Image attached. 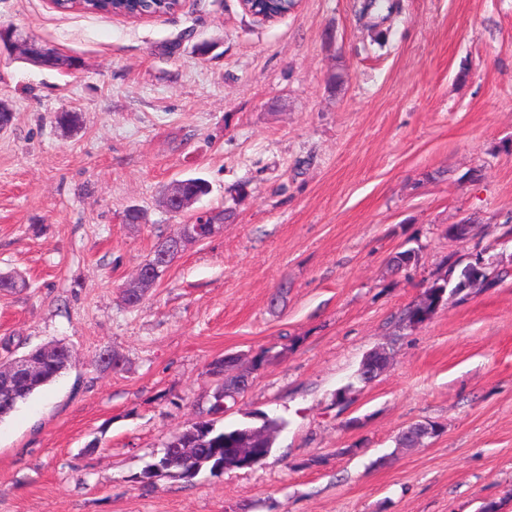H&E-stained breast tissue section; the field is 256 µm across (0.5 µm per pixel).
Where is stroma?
<instances>
[{"label": "stroma", "instance_id": "35a3bbf8", "mask_svg": "<svg viewBox=\"0 0 512 512\" xmlns=\"http://www.w3.org/2000/svg\"><path fill=\"white\" fill-rule=\"evenodd\" d=\"M398 2L378 47L356 0L273 22L240 0L138 20L0 0V26L70 62L0 49V276L27 282L0 292V358L75 353L0 421V512H512V277L399 321L450 258L512 257V0ZM189 177L234 219L125 307L121 286L179 222L163 191ZM132 206L144 223H125ZM468 217L477 237L449 238ZM408 248L417 264L393 273ZM386 343L388 369L354 383ZM106 347L124 371L96 370ZM263 351L220 422L283 418L271 455L144 489L208 408V364ZM419 421L439 435L396 450Z\"/></svg>", "mask_w": 512, "mask_h": 512}]
</instances>
